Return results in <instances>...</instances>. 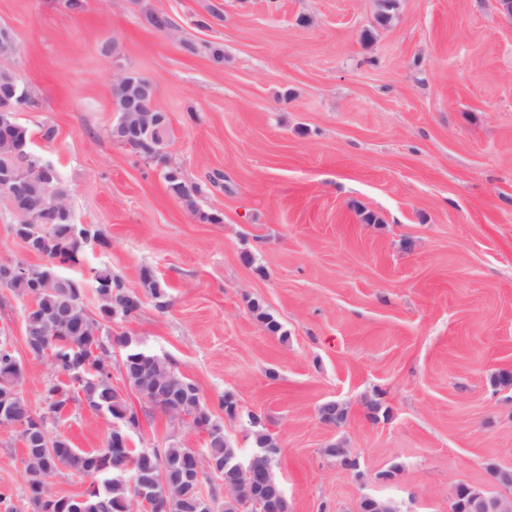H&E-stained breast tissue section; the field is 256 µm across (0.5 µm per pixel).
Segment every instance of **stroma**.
Returning <instances> with one entry per match:
<instances>
[{"mask_svg":"<svg viewBox=\"0 0 512 512\" xmlns=\"http://www.w3.org/2000/svg\"><path fill=\"white\" fill-rule=\"evenodd\" d=\"M149 11L173 31L150 28ZM1 26L26 49L0 68L34 100L19 115L32 148L75 222L104 237L62 275L106 268L137 290L148 268L164 281L168 308L146 302L113 333L170 359L242 456L258 416L281 448L291 512H357L367 495L448 512L454 485L489 491L488 464L512 469V388L490 383L512 373V17L498 0H85L80 12L0 0ZM118 67L156 85L169 160L219 223L112 140ZM25 306L0 288V336L41 413L56 373L27 354ZM370 400L385 417L369 419ZM327 401L346 422L320 421ZM140 421L132 447L205 444L161 413ZM47 423L82 450L116 425L79 401ZM336 443L356 470L327 455ZM24 468L15 430L0 426V512H32Z\"/></svg>","mask_w":512,"mask_h":512,"instance_id":"1","label":"stroma"}]
</instances>
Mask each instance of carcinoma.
Listing matches in <instances>:
<instances>
[{"label": "carcinoma", "instance_id": "1", "mask_svg": "<svg viewBox=\"0 0 512 512\" xmlns=\"http://www.w3.org/2000/svg\"><path fill=\"white\" fill-rule=\"evenodd\" d=\"M10 132L0 135V169L10 167L23 144L31 143V130L22 122L9 119ZM167 138L156 139L143 135L132 145L140 158L162 168L169 192L181 200L204 223L220 222L215 213L198 208V187L187 184L179 169L173 167L166 153ZM63 208L42 235L40 256L44 262L27 264L24 277L13 281L8 289L17 297L29 301L23 316L25 344L38 341H54L55 372L67 379L49 384L44 401L48 412L58 415L71 401L83 400V404L97 413H104L121 421L128 408L124 392H138L154 379H162L183 393L182 412L194 419L196 429L208 432L203 457L206 464L195 473V482L205 490L203 497L209 500L208 508L200 506L198 499L184 495L188 471L183 465L190 449L170 438L162 445L148 450L112 447L107 438L103 448L82 451L67 439L55 438L52 446L34 445L25 458V474L31 492L33 512H131L130 507L138 489L146 490L166 485L168 495L150 502L151 512H254L251 502L253 476H245L233 469L234 457L240 456L238 448L224 447V436L213 435L211 430L224 424L212 414L201 399L198 387L182 375L173 363L143 348L127 332L112 333L108 323L114 317L123 320L139 316L141 309L113 314L112 310H98L93 316L87 310L82 295L83 281L72 279L67 288L50 285L55 272L54 263L74 266L81 262L84 249L90 240L105 243L98 232L77 224L67 203L68 190L56 180L50 186ZM35 213L16 214L12 224L16 238L23 239L28 225L36 224ZM91 280L96 287L111 286L114 300L122 302L127 295L149 298L163 310L168 307L167 291L163 283L150 271L141 274V291L126 288L120 278L109 270H93ZM120 352L117 365L123 378V387L112 382V350ZM23 376L21 364L9 345L0 340V405L6 403L17 421H31L30 408L20 391ZM318 414L322 419L338 425L347 419V411L336 404L331 409L321 406ZM254 447L261 450V462L273 465L281 448L271 434L252 421ZM68 471L92 480L93 489L72 496H53L48 493L44 476L54 477ZM232 484L236 495L231 500L218 501L220 481Z\"/></svg>", "mask_w": 512, "mask_h": 512}]
</instances>
